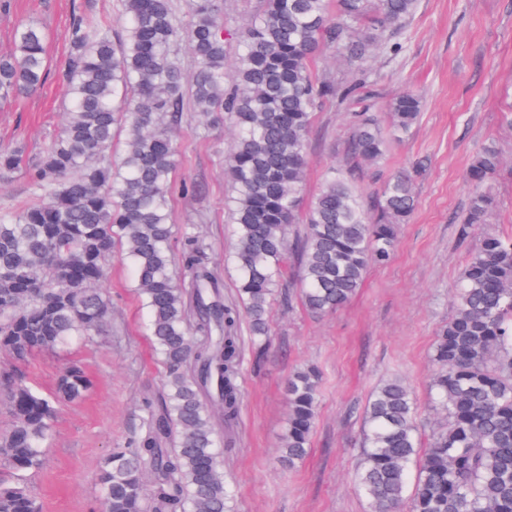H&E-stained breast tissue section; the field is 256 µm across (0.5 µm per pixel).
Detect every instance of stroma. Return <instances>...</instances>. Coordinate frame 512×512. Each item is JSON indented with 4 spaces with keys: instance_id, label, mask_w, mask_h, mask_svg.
I'll return each mask as SVG.
<instances>
[{
    "instance_id": "stroma-1",
    "label": "stroma",
    "mask_w": 512,
    "mask_h": 512,
    "mask_svg": "<svg viewBox=\"0 0 512 512\" xmlns=\"http://www.w3.org/2000/svg\"><path fill=\"white\" fill-rule=\"evenodd\" d=\"M78 14L87 23L109 20L113 31L121 29L118 0H11L9 9L0 10V55L13 51L14 30L23 20H38L48 34L44 86L0 103V148L22 147L25 166L39 161L64 124L67 100L58 72ZM395 42L396 50L374 54L363 75L372 109L386 113L397 95L413 90L423 94L421 116L380 163H360L358 185L370 200L384 178L422 166L414 183L415 212L398 227L392 260L371 268L358 294L337 312L309 314L292 278L272 305L271 345L264 356L256 355L248 327H241L240 417L224 451L236 512H369L353 474L372 393L386 379L405 377L420 418L438 420L429 407L430 352L439 326L454 312L453 291L475 244L462 238L460 221L469 198L464 172L479 148L496 147L505 159L489 181L497 206L487 228L512 234V0H419ZM347 113L328 104L313 118L303 206L319 192L325 169L349 161ZM173 139L180 150L173 221L195 225L203 262L223 283L225 300H235L224 217V157L234 130L228 123L207 126L189 109ZM103 288L112 301L105 334L36 354L24 367L28 381L46 390L69 360L92 380L84 400L60 409L43 465L31 476L43 512H101L102 459L142 432L143 402L163 390V369L145 333L147 312L121 254L113 255ZM307 365L322 375L318 413L308 456L288 468L278 460L288 415L284 385L291 371Z\"/></svg>"
}]
</instances>
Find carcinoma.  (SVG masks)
Wrapping results in <instances>:
<instances>
[{
	"label": "carcinoma",
	"mask_w": 512,
	"mask_h": 512,
	"mask_svg": "<svg viewBox=\"0 0 512 512\" xmlns=\"http://www.w3.org/2000/svg\"><path fill=\"white\" fill-rule=\"evenodd\" d=\"M418 0H264L238 36L234 83L224 81V0H193L183 22L173 0H119L122 31L76 17L62 66L69 108L64 128L38 164L25 170L33 199L0 212V353L24 363L38 351L106 331L112 304L98 288L119 250L132 266L148 310L147 335L165 370L163 398L146 403L143 433L110 449L98 481L102 512H233L224 451L240 413L239 328L247 319L257 349L271 335L269 310L284 285L289 231L306 226L296 277L314 315L345 305L373 265H384L397 226L415 209L413 177L394 175L368 209L354 171L332 167L313 205L301 211L312 115L336 101L349 113L350 153L375 164L386 152L365 81L342 87L317 77L314 58L327 48L363 62L389 45ZM186 39L195 62L187 73L171 60ZM47 78V47L35 20L20 24L14 51L0 58V98L30 94ZM235 132L224 161L233 195V261L238 301L224 304L221 284L198 256L194 225L171 222V183L178 151L171 136L185 101ZM421 97L398 96L393 131L419 120ZM125 149L112 164V142ZM22 148L0 150V172L20 168ZM502 164L492 147L466 172L473 186L462 233L487 223L495 199L487 183ZM181 235L187 249L176 256ZM189 281L179 282L177 263ZM456 309L436 336L431 381L441 421L420 443L409 385L388 379L365 409L364 442L355 472L370 512H512V237L481 235L454 291ZM320 374L294 371L285 383L288 418L281 461L308 452ZM84 370H63L43 393L14 366L0 369V402L10 426L0 433V512H41L29 476L43 464L58 406L82 399ZM222 411L224 438L211 407Z\"/></svg>",
	"instance_id": "carcinoma-1"
}]
</instances>
